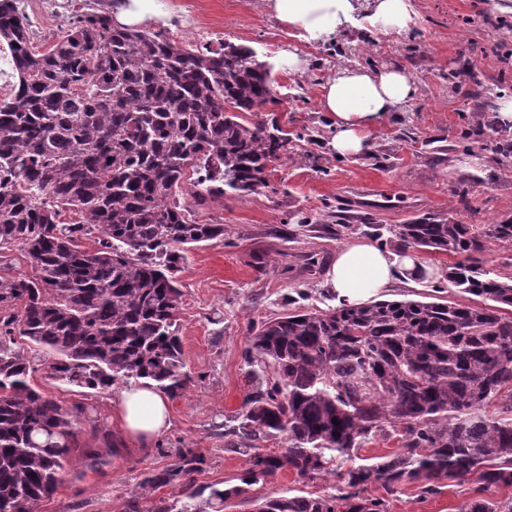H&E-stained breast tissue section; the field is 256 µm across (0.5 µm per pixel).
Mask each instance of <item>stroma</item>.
I'll use <instances>...</instances> for the list:
<instances>
[{
	"instance_id": "stroma-1",
	"label": "stroma",
	"mask_w": 512,
	"mask_h": 512,
	"mask_svg": "<svg viewBox=\"0 0 512 512\" xmlns=\"http://www.w3.org/2000/svg\"><path fill=\"white\" fill-rule=\"evenodd\" d=\"M158 4L169 14L162 29L175 40L204 44L227 39L253 48L271 67L277 102L269 106V117L294 133L318 128L322 140L311 146L310 157L293 156L270 169V185L260 192L228 193L221 206L197 208L196 220L223 225L224 239L188 251L178 276L183 296L177 319L192 382L172 399V426L156 445L110 454L103 438L119 432L112 421L117 390L84 393L37 369L31 379L35 389L62 406L85 403L98 410L99 421L83 423L78 439L98 448L105 459L97 467L74 455L56 494L39 512H124L134 494L143 512H149L155 496H168L170 490L145 492L140 482L145 473L173 463L179 448L206 458L204 469L192 476L194 486L236 484L248 458L215 425L243 411L252 387L244 362L251 324L292 308L314 312L336 305L324 286L325 273H287L277 265L283 252L316 251L334 258L341 241L317 221L326 205H335L349 224L368 218L376 224H406L429 215L463 224H496L512 217V176L501 172L486 151L476 148L465 154L457 149L460 131L477 117L467 112L462 99L449 96L438 79L439 73L463 69L472 56L487 75H496L499 65L490 51L494 35L476 15L502 13L504 0H412L414 16L407 31L375 33L367 41L357 28L339 34V41L361 46L383 68L403 69L417 87L410 101L372 130L368 151L356 157L337 156L328 145L332 130L319 106L320 85L328 72L319 66V47L289 37L269 16L264 0ZM291 50L305 60L304 73L289 71L283 62V53ZM380 151L387 161H375ZM315 154L328 161L329 175L314 167ZM462 179L469 190L463 202L451 191ZM306 217L315 221L308 231L301 226ZM466 498V492L452 485L422 500L415 486L407 484L390 501L388 512H459Z\"/></svg>"
}]
</instances>
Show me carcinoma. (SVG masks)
Wrapping results in <instances>:
<instances>
[{
	"instance_id": "1",
	"label": "carcinoma",
	"mask_w": 512,
	"mask_h": 512,
	"mask_svg": "<svg viewBox=\"0 0 512 512\" xmlns=\"http://www.w3.org/2000/svg\"><path fill=\"white\" fill-rule=\"evenodd\" d=\"M0 43L16 79L0 99V252L18 249L30 268L0 273V512H37L75 452L100 454L78 441L79 426L96 421L94 407L66 409L35 389L30 352L49 357L50 377L80 388L150 380L179 396L191 376L177 276L188 250L224 240V225L195 221V207L268 187L267 169L317 134L282 137L274 119L247 120L275 103L251 47L179 45L118 25L101 0L74 12L42 52L29 19L0 0ZM493 52V79L467 63L474 111L512 89V42L496 41ZM460 141L484 142L512 173L505 129L479 127ZM189 169L197 178L187 202L180 186ZM67 208L82 220L63 222ZM357 230L398 251L456 257L446 279L468 302L371 300L254 326L244 352L252 388L231 432L250 467L238 485L193 489L187 479L206 459L179 448L141 484L175 491L150 512H224L285 471L336 483L321 495L273 491L253 500L254 512H388L401 486L415 483L425 498L446 480L477 485L461 512H512V501L479 496L512 488V314L504 313L512 274L481 258L493 242L512 266V219L340 224L336 235ZM94 233L96 249H82ZM272 439L286 447L262 451ZM377 440L396 449L355 463Z\"/></svg>"
}]
</instances>
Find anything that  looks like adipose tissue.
<instances>
[{"label":"adipose tissue","mask_w":512,"mask_h":512,"mask_svg":"<svg viewBox=\"0 0 512 512\" xmlns=\"http://www.w3.org/2000/svg\"><path fill=\"white\" fill-rule=\"evenodd\" d=\"M266 7L290 37L310 46L327 44L352 27L399 33L408 29L413 15L410 0H266ZM414 93L412 79L399 70L371 74L336 68L320 96V107L333 122L331 149L340 156L366 151L372 129ZM444 273V268L423 262L413 252L351 241L338 249L325 285L337 302L359 304L396 284ZM115 417L130 444L150 448L171 425L169 399L152 384L132 383L120 391Z\"/></svg>","instance_id":"adipose-tissue-1"}]
</instances>
